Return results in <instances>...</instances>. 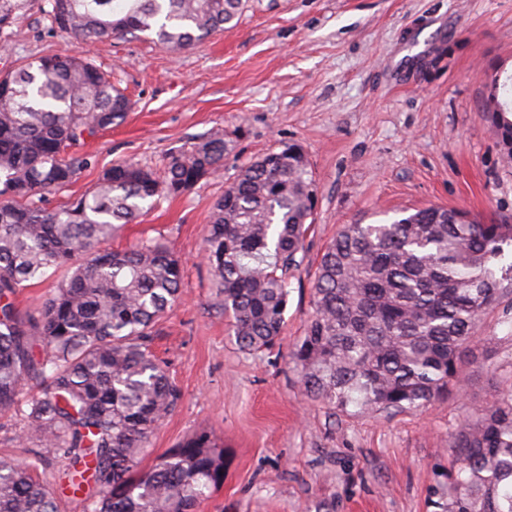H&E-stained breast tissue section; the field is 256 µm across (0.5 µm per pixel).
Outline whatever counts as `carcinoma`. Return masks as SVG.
<instances>
[{"instance_id":"cac0c4a2","label":"carcinoma","mask_w":512,"mask_h":512,"mask_svg":"<svg viewBox=\"0 0 512 512\" xmlns=\"http://www.w3.org/2000/svg\"><path fill=\"white\" fill-rule=\"evenodd\" d=\"M28 0H0V32ZM247 0H44L49 29L80 45L148 38L192 48L239 19ZM124 90L79 54L35 58L0 76V411L19 439L55 448L64 477L93 485L86 512H197L224 481V448L200 432L140 467L181 395L151 350V329L181 299V262L163 243L101 244L164 197L217 176L231 151L216 129L167 158L163 175L130 160L90 192L47 196L92 165L77 151L121 124ZM512 154V117L488 113ZM319 191L307 154L281 145L243 166L205 237L228 335L254 355L285 323L288 271L304 260ZM512 224L427 207L384 223L344 224L321 256L304 336L289 352L307 395L351 416L420 411L467 376L482 316L512 298ZM67 276L34 313L14 297L48 271ZM34 384L40 393L23 397ZM439 512H512V387L461 422L448 443ZM0 512H58L30 465L0 457Z\"/></svg>"}]
</instances>
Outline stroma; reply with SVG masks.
Here are the masks:
<instances>
[{
  "label": "stroma",
  "mask_w": 512,
  "mask_h": 512,
  "mask_svg": "<svg viewBox=\"0 0 512 512\" xmlns=\"http://www.w3.org/2000/svg\"><path fill=\"white\" fill-rule=\"evenodd\" d=\"M29 5L0 37V70L75 50ZM116 72L131 108L83 145L94 159L51 198L61 206L127 159L163 170L168 155L220 128L232 142L220 177L160 203L112 238L166 243L182 262V298L154 328L153 348L181 392L143 467L200 431L224 446V482L199 512H438L448 494L457 423L512 386V323L485 314L469 378L418 413L346 416L302 391L288 353L303 336L325 248L342 225L400 210L455 208L512 224V154L486 119L490 96L512 101V0H249L234 27L187 50L102 39L77 48ZM288 142L302 145L319 186L305 258L288 281L283 331L262 356L227 334L204 260L213 207L237 170ZM0 413V456L34 465L58 512L86 496L68 461L20 441Z\"/></svg>",
  "instance_id": "obj_1"
}]
</instances>
